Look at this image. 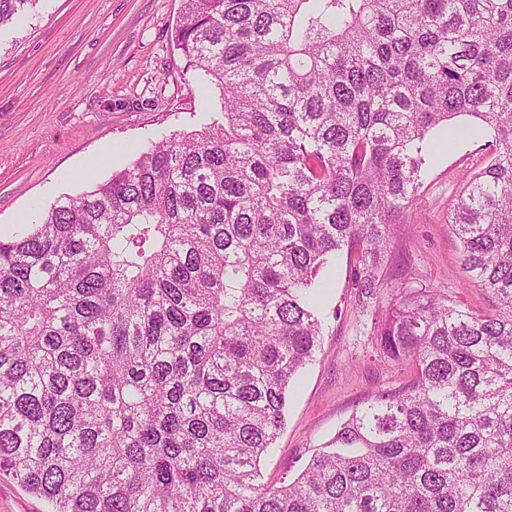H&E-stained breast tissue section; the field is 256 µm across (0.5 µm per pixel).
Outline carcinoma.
Masks as SVG:
<instances>
[{"label":"carcinoma","instance_id":"cac0c4a2","mask_svg":"<svg viewBox=\"0 0 512 512\" xmlns=\"http://www.w3.org/2000/svg\"><path fill=\"white\" fill-rule=\"evenodd\" d=\"M171 38L224 121L0 237V471L53 512H512V0H183ZM460 116L491 153L448 224L491 312L396 299L374 336L415 377L268 485L318 273L345 250L375 287Z\"/></svg>","mask_w":512,"mask_h":512}]
</instances>
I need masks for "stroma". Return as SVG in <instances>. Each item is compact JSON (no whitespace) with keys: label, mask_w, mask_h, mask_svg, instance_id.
Here are the masks:
<instances>
[{"label":"stroma","mask_w":512,"mask_h":512,"mask_svg":"<svg viewBox=\"0 0 512 512\" xmlns=\"http://www.w3.org/2000/svg\"><path fill=\"white\" fill-rule=\"evenodd\" d=\"M182 0H39L23 23L0 29V235L35 223L59 196L128 166L162 132L219 116L217 89L200 94L171 31ZM488 150L459 136L432 163L414 220L395 225L373 294L346 255L324 267L334 288L321 303L320 345L289 394L287 419L264 480L280 486L303 469L367 398L405 384L409 366L371 341L376 318L404 293L434 288L486 313L490 303L460 271L448 210Z\"/></svg>","instance_id":"35a3bbf8"}]
</instances>
